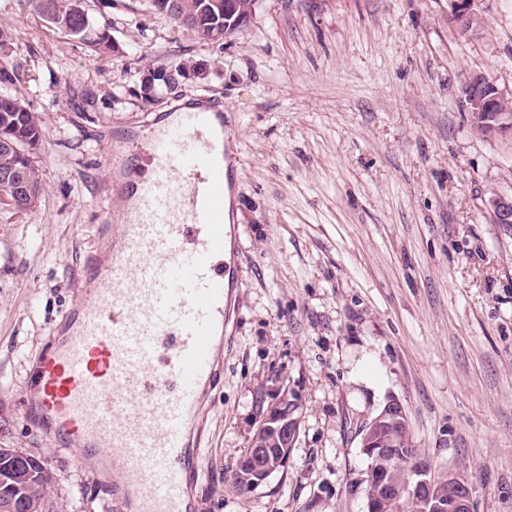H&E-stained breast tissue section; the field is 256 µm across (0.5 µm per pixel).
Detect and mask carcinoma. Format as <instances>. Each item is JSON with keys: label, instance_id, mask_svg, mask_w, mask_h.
I'll return each instance as SVG.
<instances>
[{"label": "carcinoma", "instance_id": "cac0c4a2", "mask_svg": "<svg viewBox=\"0 0 512 512\" xmlns=\"http://www.w3.org/2000/svg\"><path fill=\"white\" fill-rule=\"evenodd\" d=\"M77 0H32L35 11L47 23L67 33L74 39L90 46L96 52L112 50V39L98 28L93 17L84 6L72 8ZM154 11L167 18L200 40L207 39L215 29L224 27V0H183V7L173 11L167 0H149ZM193 60H184L174 65V74L165 69L149 72V78L141 81L145 98L150 99L162 89H167L175 80H184L181 71L195 69ZM20 143L22 152L0 149V170L19 169L37 195H42L44 185L38 170L33 165L31 154L38 150L45 139V130L39 118L29 110L23 100L10 93L0 91V138ZM32 465L13 471L6 480H0V512H10L9 503L22 496L28 500L31 512H52L45 490L53 482V475L38 458Z\"/></svg>", "mask_w": 512, "mask_h": 512}]
</instances>
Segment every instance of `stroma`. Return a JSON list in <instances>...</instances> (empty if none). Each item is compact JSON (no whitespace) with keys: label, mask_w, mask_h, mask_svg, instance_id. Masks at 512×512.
<instances>
[{"label":"stroma","mask_w":512,"mask_h":512,"mask_svg":"<svg viewBox=\"0 0 512 512\" xmlns=\"http://www.w3.org/2000/svg\"><path fill=\"white\" fill-rule=\"evenodd\" d=\"M113 52L53 29L28 0H0L13 34L0 62L39 117L32 155L45 191L0 199V447L44 462L54 512H126L111 470L25 414L27 376L84 288L97 227L124 223L125 175L108 159L182 100L223 107L238 181L227 242L224 381L205 390L192 434L196 512H367L360 432L389 398L432 474L462 473L473 512H512V138L490 139L462 107L470 77L512 89V0H482L462 32L448 0H261L242 33L204 42L148 0H84ZM207 64L145 101L143 74ZM301 397L285 469L233 486L261 398ZM492 217L497 224H512V194L493 192L488 200Z\"/></svg>","instance_id":"1"}]
</instances>
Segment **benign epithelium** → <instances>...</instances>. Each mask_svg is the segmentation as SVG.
I'll list each match as a JSON object with an SVG mask.
<instances>
[{
    "label": "benign epithelium",
    "mask_w": 512,
    "mask_h": 512,
    "mask_svg": "<svg viewBox=\"0 0 512 512\" xmlns=\"http://www.w3.org/2000/svg\"><path fill=\"white\" fill-rule=\"evenodd\" d=\"M259 0L241 8L236 0H224V29L208 38L216 42L248 28ZM481 0H448L450 12L465 32L482 23ZM463 104L472 124L488 137H512V93L502 92L483 76L469 79L463 90ZM0 185L19 197L31 196L24 176L15 170L0 171ZM497 224H512V194L494 192L488 200ZM301 399L287 384H279L261 409L258 425L249 439L247 452L238 461L234 476L256 488L285 467L295 447L300 424ZM362 452L369 459L366 491L367 512H472L471 488L467 479L450 472L446 478L430 475L427 463L418 458L409 474L402 471L401 456L410 447L406 410L397 399H390L360 432Z\"/></svg>",
    "instance_id": "benign-epithelium-1"
}]
</instances>
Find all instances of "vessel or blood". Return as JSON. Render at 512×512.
<instances>
[{
	"label": "vessel or blood",
	"instance_id": "b4317fda",
	"mask_svg": "<svg viewBox=\"0 0 512 512\" xmlns=\"http://www.w3.org/2000/svg\"><path fill=\"white\" fill-rule=\"evenodd\" d=\"M217 118L186 110L114 152L113 167L129 169L142 153L148 169L127 185L131 218L106 256L87 263L27 414L46 437L110 453L113 490L134 512H192L187 489L200 459L189 425L221 377L237 159Z\"/></svg>",
	"mask_w": 512,
	"mask_h": 512
}]
</instances>
